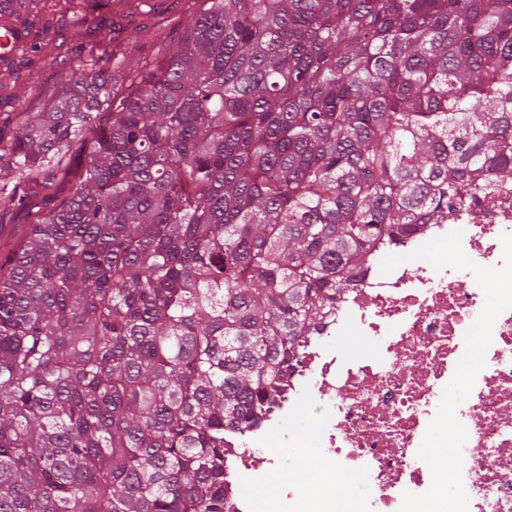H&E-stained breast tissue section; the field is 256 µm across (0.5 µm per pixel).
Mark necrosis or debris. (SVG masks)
<instances>
[{"label": "necrosis or debris", "mask_w": 512, "mask_h": 512, "mask_svg": "<svg viewBox=\"0 0 512 512\" xmlns=\"http://www.w3.org/2000/svg\"><path fill=\"white\" fill-rule=\"evenodd\" d=\"M462 231L465 253L483 266L504 263L501 235H512V191L500 192L491 210L476 204L402 240L422 244ZM485 304L468 271L440 270L424 260L390 272L369 269L349 287L343 305L326 321L293 364L288 384L261 418L231 432L224 450V512H399L404 492L432 483L417 451L437 413L444 387L465 351V333ZM367 340L349 353L340 338ZM321 397V420L298 413ZM512 309L496 320L485 366L456 416L465 426L462 480L468 512H512ZM288 448H309L326 469L351 481V498L338 503L311 494L304 483L261 499L247 486L285 464Z\"/></svg>", "instance_id": "obj_1"}]
</instances>
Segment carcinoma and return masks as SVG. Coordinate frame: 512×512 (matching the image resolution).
Here are the masks:
<instances>
[{"mask_svg":"<svg viewBox=\"0 0 512 512\" xmlns=\"http://www.w3.org/2000/svg\"><path fill=\"white\" fill-rule=\"evenodd\" d=\"M187 4L0 0V100L67 53L46 12L83 55L0 126V201L44 203L0 264V512H224L347 286L512 187V0Z\"/></svg>","mask_w":512,"mask_h":512,"instance_id":"cac0c4a2","label":"carcinoma"}]
</instances>
